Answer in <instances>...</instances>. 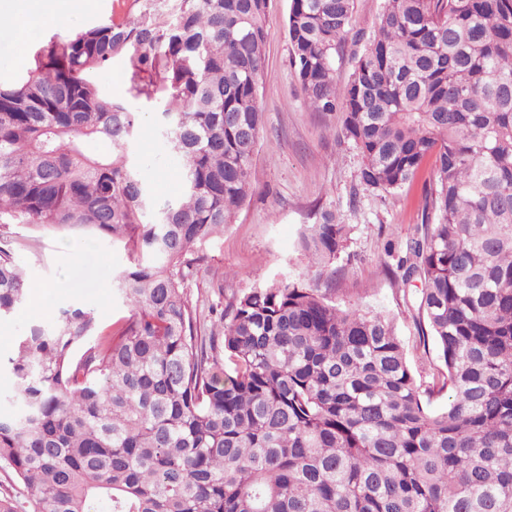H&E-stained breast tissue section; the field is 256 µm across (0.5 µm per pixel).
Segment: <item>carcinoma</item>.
I'll return each mask as SVG.
<instances>
[{"label":"carcinoma","mask_w":512,"mask_h":512,"mask_svg":"<svg viewBox=\"0 0 512 512\" xmlns=\"http://www.w3.org/2000/svg\"><path fill=\"white\" fill-rule=\"evenodd\" d=\"M353 6L291 0L290 64L312 110L342 113L360 184L394 194L433 160L397 268L446 406L394 318L334 288L274 280L198 336L185 284L251 190L271 0H175L55 34L0 82V317L27 298L11 224L130 255L122 322L70 307L18 337L0 466L26 500L0 512H512V0H385L339 87ZM116 61L182 159L162 205L127 153L141 113L96 78ZM349 232L332 211L305 226L314 279Z\"/></svg>","instance_id":"cac0c4a2"}]
</instances>
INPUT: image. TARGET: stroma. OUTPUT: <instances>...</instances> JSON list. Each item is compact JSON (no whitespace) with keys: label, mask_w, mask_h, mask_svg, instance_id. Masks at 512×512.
<instances>
[{"label":"stroma","mask_w":512,"mask_h":512,"mask_svg":"<svg viewBox=\"0 0 512 512\" xmlns=\"http://www.w3.org/2000/svg\"><path fill=\"white\" fill-rule=\"evenodd\" d=\"M290 0H273L266 27L264 75L260 85V143L253 158L251 192L220 239L209 244L205 259L188 283L187 295L199 307L259 288L275 279L294 280L306 272L299 248L302 229L318 223L331 210L336 221L350 227V240L335 268L336 303L390 313L410 365L423 386H431L442 369L435 345H421L414 286L402 285L397 256L421 224L429 170L412 184L389 195L360 185L362 157L341 133V114L312 111L290 65L286 29ZM169 0H45L56 13L26 31H0V81L17 78L29 65L38 43L77 25H96L117 14L137 16L154 8L167 11ZM384 0H354L351 26L335 57L334 78L344 86L363 38L374 31ZM139 136L128 149L140 165L158 203L175 199L181 158L157 136L158 116L143 101ZM16 238L29 245L17 249L16 260L30 286H46L41 307L26 305L0 320V358L14 351V340L31 326L48 324L63 305L76 303L105 325L129 310L112 294L114 276L128 263V253L111 242L71 233L40 234L14 227Z\"/></svg>","instance_id":"1"}]
</instances>
